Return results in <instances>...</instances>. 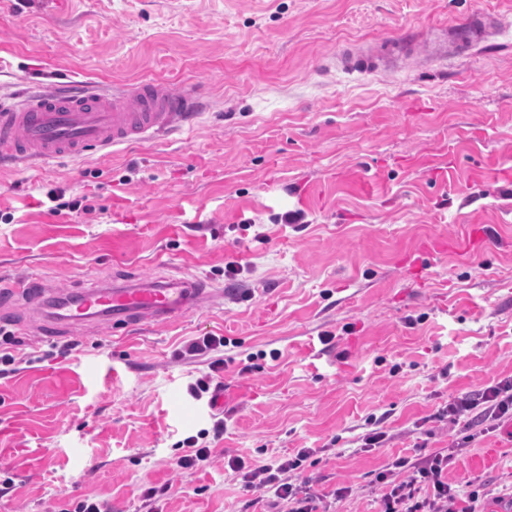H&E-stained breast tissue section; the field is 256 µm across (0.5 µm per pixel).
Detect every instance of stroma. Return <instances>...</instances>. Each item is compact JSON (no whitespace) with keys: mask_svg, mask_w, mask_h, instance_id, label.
<instances>
[{"mask_svg":"<svg viewBox=\"0 0 512 512\" xmlns=\"http://www.w3.org/2000/svg\"><path fill=\"white\" fill-rule=\"evenodd\" d=\"M477 7L512 20V0H0V95L151 79L212 103L188 134L0 167V287L180 272L233 291L166 323L52 338L1 297L17 343L0 350L20 364L0 379V512L86 496L150 512L145 490L167 483L164 512H253L225 460L301 448L315 490L352 486L339 512H376L379 470L460 439L437 411L512 377V36L388 76L334 56L449 36ZM289 211L301 220L277 223ZM475 225L485 250H432ZM204 334L230 341L218 409L187 393L209 358L176 356ZM218 417L209 463L177 473L178 441ZM376 420L389 440L361 451ZM448 478L512 512V432L476 437Z\"/></svg>","mask_w":512,"mask_h":512,"instance_id":"1","label":"stroma"}]
</instances>
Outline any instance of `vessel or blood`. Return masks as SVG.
<instances>
[{
    "instance_id": "obj_1",
    "label": "vessel or blood",
    "mask_w": 512,
    "mask_h": 512,
    "mask_svg": "<svg viewBox=\"0 0 512 512\" xmlns=\"http://www.w3.org/2000/svg\"><path fill=\"white\" fill-rule=\"evenodd\" d=\"M491 26L481 10L453 35L466 52L486 42ZM347 71H385L383 59L359 48L338 53ZM203 110L191 91L161 81L107 91L94 85L29 91L0 100V158L42 163L81 157L126 143L152 141L179 130H193ZM224 301V288L197 276L168 275L152 281L113 283L84 290L78 299L57 293L44 299L50 322L70 326L108 321L127 328L177 318L190 310Z\"/></svg>"
}]
</instances>
